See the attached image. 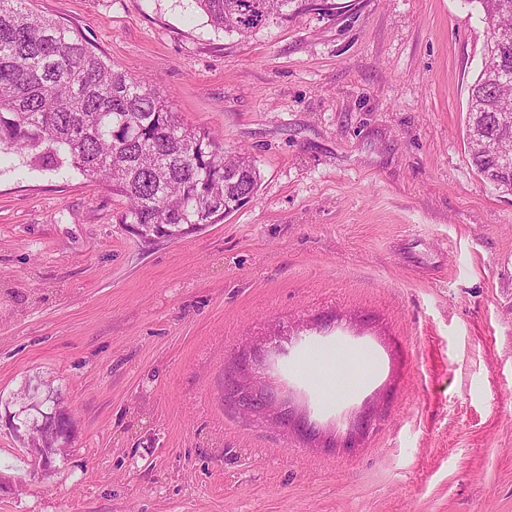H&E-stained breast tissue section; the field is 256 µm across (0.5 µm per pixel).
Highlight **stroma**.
Listing matches in <instances>:
<instances>
[{
    "label": "stroma",
    "mask_w": 512,
    "mask_h": 512,
    "mask_svg": "<svg viewBox=\"0 0 512 512\" xmlns=\"http://www.w3.org/2000/svg\"><path fill=\"white\" fill-rule=\"evenodd\" d=\"M261 182L174 241L77 170L0 156V512H512V194L470 165L467 0H323L248 38L193 0H28ZM360 353L336 393L305 369ZM270 376L288 426L224 400ZM75 438L32 471L6 400ZM42 410L43 416L50 421V427L60 433H66L68 428L73 425L68 413L60 406V396L58 394L55 398L48 399Z\"/></svg>",
    "instance_id": "1"
}]
</instances>
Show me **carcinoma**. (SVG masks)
<instances>
[{"label":"carcinoma","instance_id":"cac0c4a2","mask_svg":"<svg viewBox=\"0 0 512 512\" xmlns=\"http://www.w3.org/2000/svg\"><path fill=\"white\" fill-rule=\"evenodd\" d=\"M217 29L247 37L315 6L312 0H194ZM477 4L488 39L512 32V0ZM512 38L485 48L470 87L469 161L486 182L512 192ZM25 154L46 169L69 166L108 183L126 202L125 224L141 238L176 239L214 224L255 197L260 173L245 152L228 154L213 133L184 123L142 78L102 61L65 25L0 0V152ZM50 427L72 419L60 396L42 407Z\"/></svg>","mask_w":512,"mask_h":512}]
</instances>
